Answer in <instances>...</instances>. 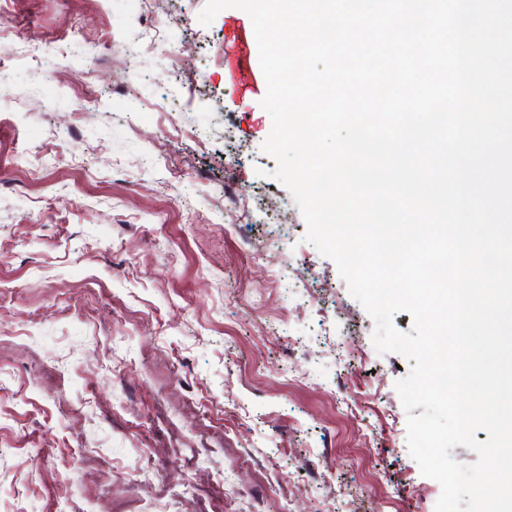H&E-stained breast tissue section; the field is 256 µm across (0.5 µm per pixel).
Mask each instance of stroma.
Returning a JSON list of instances; mask_svg holds the SVG:
<instances>
[{
	"instance_id": "stroma-1",
	"label": "stroma",
	"mask_w": 512,
	"mask_h": 512,
	"mask_svg": "<svg viewBox=\"0 0 512 512\" xmlns=\"http://www.w3.org/2000/svg\"><path fill=\"white\" fill-rule=\"evenodd\" d=\"M205 3L0 0V512H435L410 363L271 176L250 17Z\"/></svg>"
}]
</instances>
